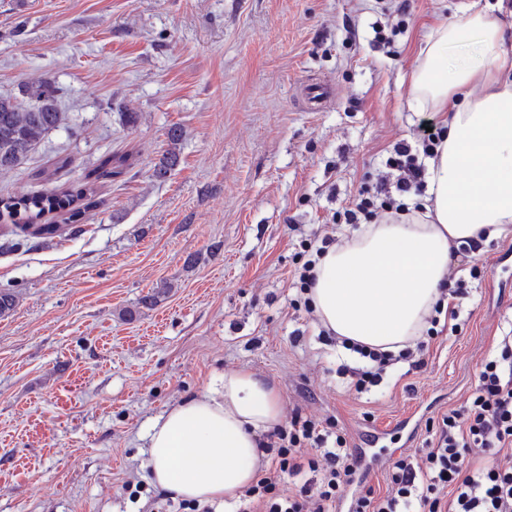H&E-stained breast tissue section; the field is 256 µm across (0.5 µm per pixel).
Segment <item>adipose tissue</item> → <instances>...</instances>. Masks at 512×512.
<instances>
[{"label":"adipose tissue","instance_id":"obj_1","mask_svg":"<svg viewBox=\"0 0 512 512\" xmlns=\"http://www.w3.org/2000/svg\"><path fill=\"white\" fill-rule=\"evenodd\" d=\"M504 0L434 28L411 75L413 111L432 108L445 128L426 158L422 210L365 224L315 267L308 296L320 324L348 343L398 353L420 335L461 241L512 230V56ZM477 43L452 67L448 51ZM281 400L249 371L214 373L194 397L148 430L151 481L171 497L231 505L264 465L262 433Z\"/></svg>","mask_w":512,"mask_h":512}]
</instances>
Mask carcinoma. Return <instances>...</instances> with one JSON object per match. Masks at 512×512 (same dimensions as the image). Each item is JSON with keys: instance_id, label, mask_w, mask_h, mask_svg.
<instances>
[{"instance_id": "1", "label": "carcinoma", "mask_w": 512, "mask_h": 512, "mask_svg": "<svg viewBox=\"0 0 512 512\" xmlns=\"http://www.w3.org/2000/svg\"><path fill=\"white\" fill-rule=\"evenodd\" d=\"M23 100L0 97V171L25 164L33 148L50 131L64 125L65 114L60 109L56 87L51 77L41 74L28 77L22 83ZM178 154L171 150L154 165L153 175L164 178L177 164ZM128 168L124 156L106 155L96 167L103 176L121 174ZM96 187L92 175L85 176L77 187L0 197V223L14 224L31 230L39 238L58 233L55 218L67 224H79L85 213L96 205Z\"/></svg>"}]
</instances>
